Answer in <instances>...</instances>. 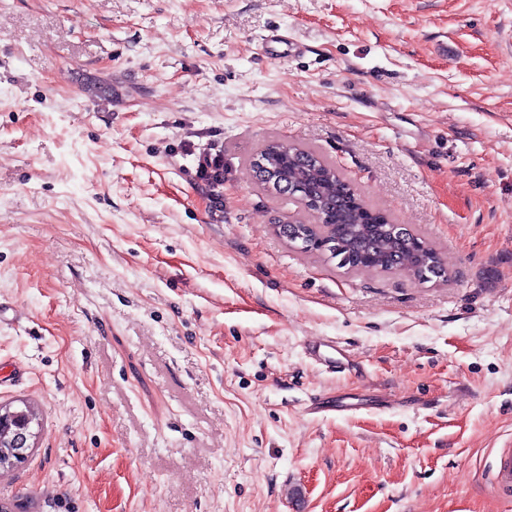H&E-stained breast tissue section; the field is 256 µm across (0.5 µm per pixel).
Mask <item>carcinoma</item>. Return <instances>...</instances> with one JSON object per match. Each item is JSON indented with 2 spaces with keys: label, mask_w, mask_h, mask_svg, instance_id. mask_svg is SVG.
I'll use <instances>...</instances> for the list:
<instances>
[{
  "label": "carcinoma",
  "mask_w": 512,
  "mask_h": 512,
  "mask_svg": "<svg viewBox=\"0 0 512 512\" xmlns=\"http://www.w3.org/2000/svg\"><path fill=\"white\" fill-rule=\"evenodd\" d=\"M263 157L272 160L275 174L287 176L288 182L302 188L300 194L288 192L287 200L298 204L307 218L283 224L288 241H293L291 234H302L297 248L324 253L338 260V267L352 272L362 270L361 258L370 253L374 256L372 271H406L423 282L450 278L439 253L424 238L413 232L396 235L390 218L380 216L379 210L362 199L354 204V186L316 152L272 140L255 154L257 159ZM1 411L24 419L33 413L35 424H40V411L27 402L1 404Z\"/></svg>",
  "instance_id": "1"
}]
</instances>
